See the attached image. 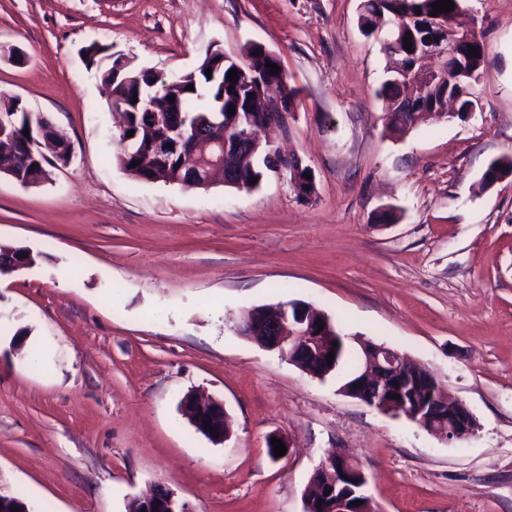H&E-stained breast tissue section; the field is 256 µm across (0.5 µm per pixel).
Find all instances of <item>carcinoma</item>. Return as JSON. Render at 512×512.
I'll use <instances>...</instances> for the list:
<instances>
[{
  "instance_id": "obj_1",
  "label": "carcinoma",
  "mask_w": 512,
  "mask_h": 512,
  "mask_svg": "<svg viewBox=\"0 0 512 512\" xmlns=\"http://www.w3.org/2000/svg\"><path fill=\"white\" fill-rule=\"evenodd\" d=\"M437 0H362L359 15V24L365 34L370 36L377 32L382 25L388 26L382 42V51L386 63L384 66V81L377 96L384 103L386 132L395 136L409 130L424 114L438 118H448V99L456 103L455 117L465 119L478 108V96L475 92L480 75L488 64V50L482 34L477 31V18L465 7V0H453V10L433 15L431 4ZM421 14H416V11ZM443 19L448 22V30L458 31L467 36L465 52L462 57L454 60L447 59L444 65L448 70V80L442 82L435 80L425 86L423 94L424 107L405 112L402 110L403 100L414 91L412 79L405 75L411 70L420 57L422 47L426 46L425 35L433 32L443 42L448 41V30L432 28L436 20ZM412 35V49L404 48V36ZM478 50V55H470V48ZM86 69L94 71L95 75L111 89L110 106H128L130 112L126 113V124L119 134L116 161L119 167L132 173L143 181H162L166 184L184 185L188 183L193 173V162L186 161L181 154L173 153L167 162H155L153 149L144 136V126L157 119L166 118L175 120V116H187L189 120L182 125L184 134L195 136V122L213 119L215 110L229 107L235 110L242 109L240 100L246 98L249 85L258 81L269 84L288 104L286 111H297L301 105L300 90L288 82V75L283 70L273 73L267 68V63L281 65L280 59L259 43H250L246 46L244 60H235L224 63L215 75L209 77L205 70L212 68L224 57V50L215 44L205 53L202 63L193 71L184 74L180 83H172V79L162 73L149 69L132 66L131 69L117 73L112 61L114 53L111 46L93 41L80 49ZM237 71V81L227 80L230 70ZM193 90H188V85ZM234 90H229V87ZM206 90L208 101L201 102V90ZM175 97L171 103L173 111L168 113L145 111L152 101H166L168 97ZM138 100L139 105L132 104ZM12 114V121L5 128L6 136L11 139L13 156L7 159L0 157V174H4L16 182L24 185H37L45 181L44 174L50 162L46 159L40 161L29 160L25 167H16L13 161L21 159L28 149L29 139L23 135L24 129L36 133L40 129H50L58 132L52 120L42 114H35L19 104L14 96L0 94V113ZM134 131L129 137L127 133ZM138 165L131 166L132 162ZM309 171L306 166H298L295 157L288 158L289 182L294 191L301 197L307 198L315 193V181L306 179L304 173ZM236 172L243 180L244 189L252 190L259 187V183L271 172L273 162L264 149H259L251 156H241L236 162ZM512 176V154L494 159L483 172L481 185L488 186V181L502 180ZM27 262L32 265L36 262L35 256L29 250L0 245V273L15 270L13 263ZM323 328L319 330L321 336V357L310 361L306 368L315 370L322 378H334L344 389L353 384L360 372L366 357V350L362 345H353L351 341L341 342L346 336L343 330L335 325L325 315L321 316ZM334 353L333 362H327L329 353ZM329 481L336 488L334 499L349 498V502L361 501L360 508L371 509V497L359 484L344 479H336L331 474Z\"/></svg>"
}]
</instances>
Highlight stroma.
<instances>
[{
  "instance_id": "obj_1",
  "label": "stroma",
  "mask_w": 512,
  "mask_h": 512,
  "mask_svg": "<svg viewBox=\"0 0 512 512\" xmlns=\"http://www.w3.org/2000/svg\"><path fill=\"white\" fill-rule=\"evenodd\" d=\"M360 3L0 0V41L27 57L0 59V93L73 150L40 185L0 175V245L37 258L0 282V492L30 512H126L162 484L192 512H304L313 467L341 448L377 512H512V176L479 186L512 150V0H465L489 51L478 109L397 138ZM93 41L170 76L211 44H262L302 91L270 135L315 194L284 174L247 191L121 170L118 118L79 55ZM287 301L427 367L474 433L443 442L237 333ZM192 391L223 402L226 442L183 414ZM305 172H310V180L304 177ZM288 175L291 186L300 197L307 198L315 193L314 175L308 167H299L298 160L295 157L288 158ZM306 186H310V189H306Z\"/></svg>"
}]
</instances>
